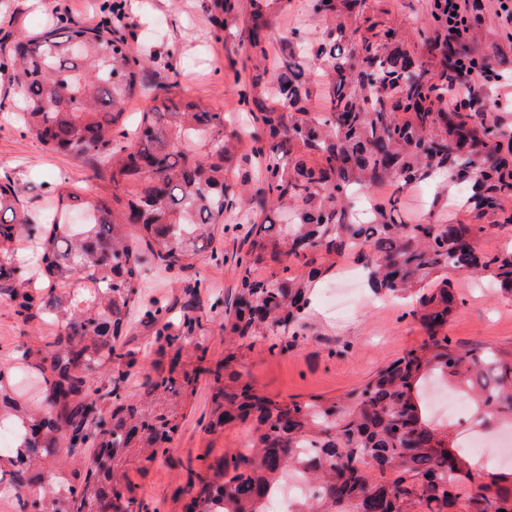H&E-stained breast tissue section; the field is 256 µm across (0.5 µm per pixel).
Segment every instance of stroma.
<instances>
[{"instance_id":"35a3bbf8","label":"stroma","mask_w":512,"mask_h":512,"mask_svg":"<svg viewBox=\"0 0 512 512\" xmlns=\"http://www.w3.org/2000/svg\"><path fill=\"white\" fill-rule=\"evenodd\" d=\"M281 32L299 31L308 42L321 40L325 24L310 16L307 0H279ZM103 0H0V183L23 186L22 204L32 220H40L59 188L83 201L112 200L108 171L51 151L15 117L18 102L5 61L12 43L34 35L65 18L81 23L92 17ZM204 0H125L133 25L132 39L140 49L152 52L148 73L157 84L169 86L171 97L188 93L211 109L223 111L229 125H252L253 117L240 102L243 82L235 78L243 55L234 46H222L211 35L203 10ZM432 0H370L371 7L388 10V23L400 26L407 39L428 14ZM250 257L245 228H229L217 234L208 251L190 265H176L161 279L143 289V300L157 299L179 316L185 303H193L207 321L206 351L195 393L184 408L185 417L166 453L155 461L130 465L126 481L142 512H184L186 490L206 466L216 465L225 451L239 448L246 428L234 425L208 429L215 377L237 378L276 400L306 401L319 396L343 397L364 384L375 370L411 349L424 333L411 315L414 301L378 298L360 288V304L353 312L334 316L327 290L346 271L360 272L355 257L333 260L315 255L313 265L323 275L307 313L306 325L288 350L272 348L270 340H258L253 349L228 360V347L219 325L231 307L239 286L238 260ZM454 292L458 308L445 331L459 345L480 343L512 348V297L501 296L478 285L471 277L457 276ZM55 328L39 320L28 321L16 302L0 296V363L15 367V385L22 399L37 401L43 388L37 377L17 358L26 347H42L52 341Z\"/></svg>"}]
</instances>
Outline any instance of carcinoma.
<instances>
[{
  "label": "carcinoma",
  "instance_id": "obj_1",
  "mask_svg": "<svg viewBox=\"0 0 512 512\" xmlns=\"http://www.w3.org/2000/svg\"><path fill=\"white\" fill-rule=\"evenodd\" d=\"M109 9L110 19L52 26L9 50L25 126L51 150L107 167L115 202L133 184L123 209L90 203L82 224L66 219L78 197L60 192L39 228L19 210L23 189L0 184V294L18 302L25 319L56 327L45 347L22 354L42 374L44 407L12 397L10 368L0 365V427L19 429L10 470L0 474L10 475L19 504L37 500L42 512H83L92 500L112 512L141 507L124 495L126 467L154 461L178 431L201 371L179 368L182 351L201 349L207 328L189 312L175 324L161 307L146 311L158 325L148 345L169 357L168 374L142 372L126 396L110 389L112 407L101 413L93 382L114 365L132 367L119 338L149 271L127 226L138 225L169 268L196 259L241 215L251 258L238 261L241 288L220 324L238 348L271 338L288 349L318 277L255 278L253 265L315 253L356 255L377 293L417 290L411 315L426 336L334 401H275L247 383L215 379L210 427H250L243 448L188 486L186 512H266L290 469L317 488L294 512H449L462 496L467 512H512V495L499 486L504 476L473 472L451 425L433 421L424 400L426 382L440 376L469 393L480 423L512 422V349L459 347L444 334L457 307L453 276L484 278L512 294V249L478 247L486 234L512 230V125L489 111L485 88L466 79L460 58L469 51L448 41L445 2L433 0L411 45L367 0H308L327 26L306 48L297 31L275 34L272 0H207L215 41L241 27L252 63L243 95L261 123L251 133L261 159L252 193L228 179L240 138L224 133V113L186 96L175 102L148 83L153 58L121 34L122 0ZM311 60L324 80L321 112L310 110ZM454 95L467 100L464 108L448 106ZM133 97L153 106L133 130L113 132ZM194 132L205 136L200 151L187 145ZM445 175L450 184L469 182L460 209L409 223L402 193ZM382 185L395 191L378 199ZM35 233V258L12 248ZM90 440L89 457L65 449Z\"/></svg>",
  "mask_w": 512,
  "mask_h": 512
}]
</instances>
